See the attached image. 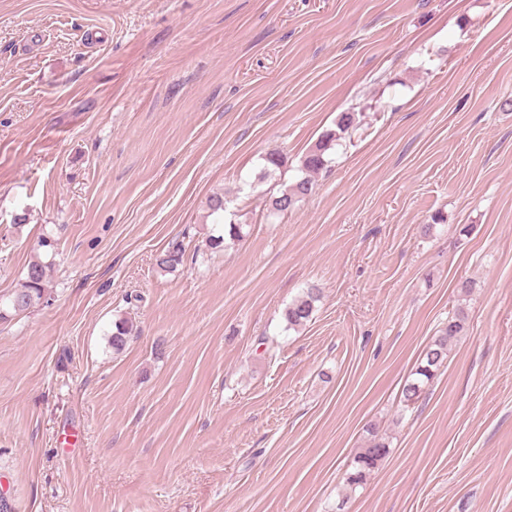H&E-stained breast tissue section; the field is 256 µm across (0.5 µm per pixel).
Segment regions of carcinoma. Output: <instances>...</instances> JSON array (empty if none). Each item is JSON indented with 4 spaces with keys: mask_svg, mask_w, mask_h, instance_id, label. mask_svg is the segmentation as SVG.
Instances as JSON below:
<instances>
[{
    "mask_svg": "<svg viewBox=\"0 0 512 512\" xmlns=\"http://www.w3.org/2000/svg\"><path fill=\"white\" fill-rule=\"evenodd\" d=\"M357 130L355 113L342 112L337 118L336 129L325 133L315 146L303 157L302 169L310 173H317L328 168L329 160L326 152L333 143L351 137ZM259 179L264 180L285 165L283 155L278 151L269 152L265 158ZM314 182L305 176L291 185L280 190L279 195L270 198V210L273 212H286L294 208L299 202L310 195ZM242 237L241 227L230 224L225 233L210 235L205 240L206 249L214 252L225 247V241H235ZM186 260V248L183 241L175 238L158 254L156 264L163 271H175L183 266ZM48 266L40 260L29 262L19 287L7 296L0 298V321L11 316L22 314L40 304L47 291ZM320 300V290L315 287L306 289L297 299L285 308L283 319L285 329L297 331L305 327L312 320L316 302ZM467 315L460 307L448 318V321L439 330V334L432 339L421 354L414 378L406 381L401 396L405 405L415 403L423 392L424 386L429 383L444 367L448 361V347L462 335L465 330ZM131 326L128 320L115 321L111 335L112 349L119 352L126 346ZM389 454V442L386 438L372 435L369 445L361 449L353 459V471L346 477L348 486L353 487L363 483L367 475Z\"/></svg>",
    "mask_w": 512,
    "mask_h": 512,
    "instance_id": "1",
    "label": "carcinoma"
}]
</instances>
